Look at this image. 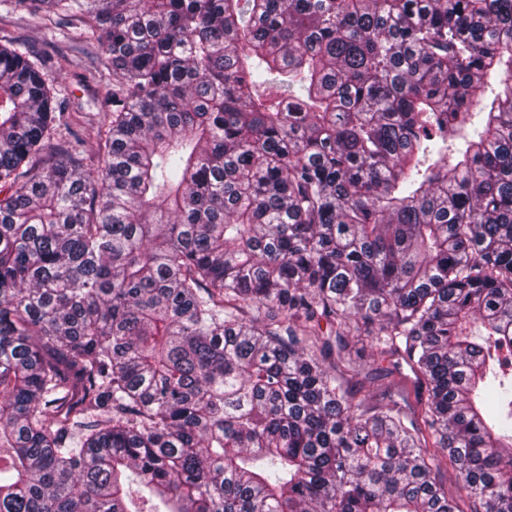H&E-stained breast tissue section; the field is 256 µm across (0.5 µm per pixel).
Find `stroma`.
Segmentation results:
<instances>
[{
  "mask_svg": "<svg viewBox=\"0 0 512 512\" xmlns=\"http://www.w3.org/2000/svg\"><path fill=\"white\" fill-rule=\"evenodd\" d=\"M48 28L60 32L62 41L46 43L43 33ZM9 40L25 44L33 56L44 61L66 111L83 113L95 124L104 122L112 104L102 87L111 83L112 72L101 49L86 38L81 23L65 16L45 19L23 9H1L0 41Z\"/></svg>",
  "mask_w": 512,
  "mask_h": 512,
  "instance_id": "obj_1",
  "label": "stroma"
}]
</instances>
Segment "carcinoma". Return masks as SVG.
Segmentation results:
<instances>
[{
  "label": "carcinoma",
  "instance_id": "cac0c4a2",
  "mask_svg": "<svg viewBox=\"0 0 512 512\" xmlns=\"http://www.w3.org/2000/svg\"><path fill=\"white\" fill-rule=\"evenodd\" d=\"M8 5L112 112L0 43V512H512V0ZM33 16L23 9L0 10V41L24 43L31 54L45 63L50 79L56 83L60 99L65 101L64 112H83L84 120L101 124L107 112H112L110 100H106L102 85H112V72L106 56L92 40L83 34L84 27L65 16ZM49 27L65 37L57 44H47L43 33ZM65 57L62 70L56 60ZM89 72L96 73V80H84ZM388 381L391 382L393 390L399 392L407 399L408 404L415 406L418 382L414 374L404 363L399 369H394L393 375L384 382L387 383Z\"/></svg>",
  "mask_w": 512,
  "mask_h": 512
}]
</instances>
